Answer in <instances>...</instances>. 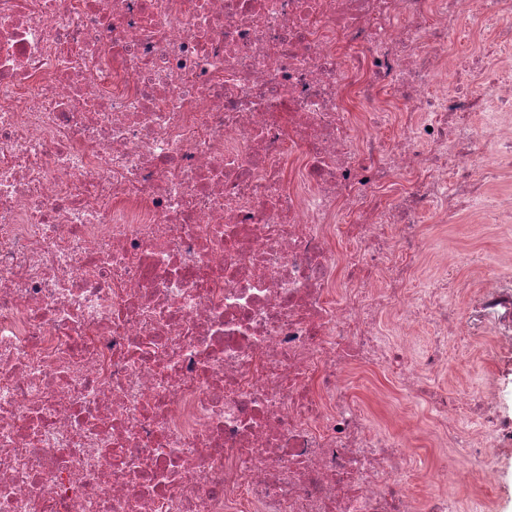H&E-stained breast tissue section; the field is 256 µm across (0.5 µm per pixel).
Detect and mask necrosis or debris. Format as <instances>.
I'll return each mask as SVG.
<instances>
[{
    "instance_id": "necrosis-or-debris-1",
    "label": "necrosis or debris",
    "mask_w": 512,
    "mask_h": 512,
    "mask_svg": "<svg viewBox=\"0 0 512 512\" xmlns=\"http://www.w3.org/2000/svg\"><path fill=\"white\" fill-rule=\"evenodd\" d=\"M509 181L512 0H0V512H495ZM503 223L493 224L489 229L475 224H455L448 229V241L459 250H472L485 254H492L497 249L498 239L502 234L512 235V220H502ZM468 370L476 381L486 373H496V381L503 391L505 406L512 411V357L499 359L489 354L484 362L475 361L470 364ZM383 390L397 395V387L391 376L381 371H373L357 376L354 380V393L359 402L366 406L377 418L388 421L392 427L393 415L400 410H392L388 404L375 398V391ZM410 413L414 416H417L419 422L418 426L415 430V445L414 448V456L416 458L417 463L423 469H430L433 464V454L430 447H428L426 440V430H427V418L426 413L423 406H416L409 410Z\"/></svg>"
}]
</instances>
